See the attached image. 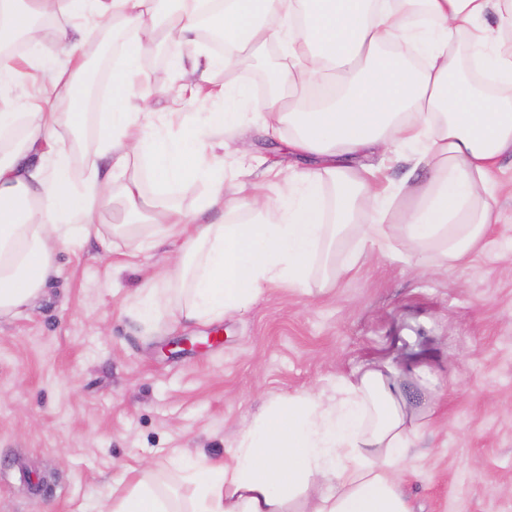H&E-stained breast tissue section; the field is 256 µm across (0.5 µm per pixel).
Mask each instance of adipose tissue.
Segmentation results:
<instances>
[{
  "mask_svg": "<svg viewBox=\"0 0 512 512\" xmlns=\"http://www.w3.org/2000/svg\"><path fill=\"white\" fill-rule=\"evenodd\" d=\"M208 2L0 0V318L40 297L57 273V248L88 235L115 191L127 219L112 233L129 256L151 229L179 242L137 301L148 319L173 306L201 323L220 320L268 286L304 288L311 275L327 282L389 257L397 238L415 265L429 256L448 272L483 245L498 221L502 158L512 154V0H221L213 10ZM82 4L111 23L122 51L108 108L93 116L84 110L82 43L62 29L46 45L42 26ZM205 24L223 35V56L199 50ZM158 42L193 49L204 62L200 77L152 85L141 58ZM275 42L290 63L253 102V118L314 165L271 190L225 181L206 137L238 123L224 109L216 70ZM20 43L33 56L15 53ZM403 45L419 62L395 55ZM21 62L46 70L27 112L4 95ZM333 69L343 92L308 100ZM160 96L214 109L199 125L184 118L180 138L149 134L147 108ZM90 124L91 155L76 139ZM401 161L411 174L426 170L427 180L393 183L386 171ZM143 162L150 193L137 169ZM187 181L204 186L194 209L172 201V188ZM211 209L219 219L201 221ZM412 377L423 382L430 371L360 368L330 390L285 397L238 436L232 462L191 468V512H414L398 465L428 412L408 404ZM105 512L177 509L141 479Z\"/></svg>",
  "mask_w": 512,
  "mask_h": 512,
  "instance_id": "ef3b65f1",
  "label": "adipose tissue"
}]
</instances>
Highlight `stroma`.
I'll return each mask as SVG.
<instances>
[{
    "label": "stroma",
    "mask_w": 512,
    "mask_h": 512,
    "mask_svg": "<svg viewBox=\"0 0 512 512\" xmlns=\"http://www.w3.org/2000/svg\"><path fill=\"white\" fill-rule=\"evenodd\" d=\"M55 24L91 46L85 110L96 112L117 51L87 14ZM286 62L272 45L216 74L236 98L255 180L264 164L294 162L248 106ZM503 164L500 221L456 270L423 275L399 257L368 260L325 289L270 287L208 324L138 315L171 246L128 259L109 231L123 205L102 208L96 232L60 248L40 298L0 319V512H96L141 468L188 507L181 465L232 462L237 436L271 402L330 389L365 365L419 360L438 382L406 386L411 405L431 410L399 464L414 512H512V158Z\"/></svg>",
    "instance_id": "stroma-1"
}]
</instances>
